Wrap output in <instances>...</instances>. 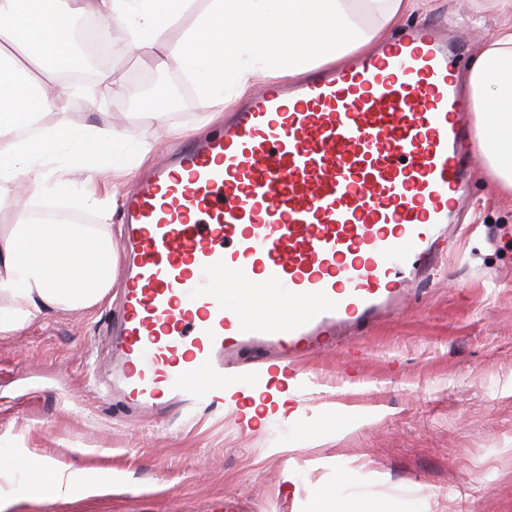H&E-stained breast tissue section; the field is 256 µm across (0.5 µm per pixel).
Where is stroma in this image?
<instances>
[{
    "label": "stroma",
    "instance_id": "35a3bbf8",
    "mask_svg": "<svg viewBox=\"0 0 512 512\" xmlns=\"http://www.w3.org/2000/svg\"><path fill=\"white\" fill-rule=\"evenodd\" d=\"M494 0H431L402 28L428 23L457 29L467 70L481 45L507 23ZM111 71L114 88L97 87V108L74 98L64 120L117 130L153 144L152 163L186 136L206 132L212 106L178 66L155 69L128 50L121 25ZM163 92L165 125L134 117L144 100L132 71ZM468 199L453 231L455 247L405 302L361 327L339 330L307 357L310 384L297 414L242 426L233 406L208 400L173 404L157 414L124 415L112 384V318L119 295L79 315L52 312L0 334V468L4 512H320V491L345 466L357 468L369 497H396L400 512H512V202L466 160ZM46 165V186L27 194L29 210L70 212L72 190L101 186L90 170ZM350 413L338 429L333 412ZM83 469L84 498L29 502L22 492L30 457Z\"/></svg>",
    "mask_w": 512,
    "mask_h": 512
}]
</instances>
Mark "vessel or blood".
<instances>
[{
  "mask_svg": "<svg viewBox=\"0 0 512 512\" xmlns=\"http://www.w3.org/2000/svg\"><path fill=\"white\" fill-rule=\"evenodd\" d=\"M455 55L419 26L380 53L265 90L223 129L178 145L128 192L131 272L112 351L126 404L244 405L253 381L401 304L438 259L464 192ZM248 282L287 321L226 315Z\"/></svg>",
  "mask_w": 512,
  "mask_h": 512,
  "instance_id": "1",
  "label": "vessel or blood"
}]
</instances>
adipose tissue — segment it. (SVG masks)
Returning <instances> with one entry per match:
<instances>
[{
	"mask_svg": "<svg viewBox=\"0 0 512 512\" xmlns=\"http://www.w3.org/2000/svg\"><path fill=\"white\" fill-rule=\"evenodd\" d=\"M427 0H0V333L24 328L51 311H88L110 291L119 256L107 223L108 200L79 192L76 210L96 211L97 224L34 219L25 200L5 206L9 189L41 186L44 168L66 152L69 170L93 168L113 184L131 178L151 152L116 132L66 123L71 92L58 65L74 59L73 25L94 5L100 34L120 23L132 48L157 69L177 63L198 92L227 108L259 85L295 79L316 65L370 52ZM194 21L178 42L164 34L184 14ZM463 90L474 115L485 171L512 197V25L485 43Z\"/></svg>",
	"mask_w": 512,
	"mask_h": 512,
	"instance_id": "adipose-tissue-1",
	"label": "adipose tissue"
}]
</instances>
